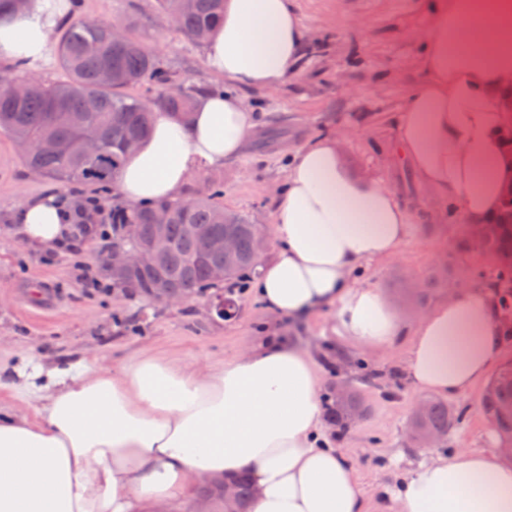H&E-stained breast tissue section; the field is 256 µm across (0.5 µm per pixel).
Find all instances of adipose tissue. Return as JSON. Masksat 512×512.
Masks as SVG:
<instances>
[{
  "label": "adipose tissue",
  "mask_w": 512,
  "mask_h": 512,
  "mask_svg": "<svg viewBox=\"0 0 512 512\" xmlns=\"http://www.w3.org/2000/svg\"><path fill=\"white\" fill-rule=\"evenodd\" d=\"M68 0H28L0 27V62L42 60ZM425 82L407 99L398 141L440 205L456 199L468 224L493 220L511 171L512 0H427ZM305 38L289 0H225L206 44L210 71L273 90L297 74ZM254 112L230 93H201L189 119L159 110L115 187L126 202L177 197L192 171L245 151ZM414 214L371 176L353 172L341 138L309 140L288 159L273 217L280 247L255 292L288 317L330 309L350 342L392 345L400 318L386 294L359 280L395 257ZM16 231L45 248L68 232L63 205L23 202ZM488 291L463 290L421 315L403 359L415 392L471 390L502 351ZM30 410L0 412V512H181L214 478L247 473L253 512H368L354 467L330 447L321 372L305 350L268 345L220 367L139 357L121 370L25 361ZM377 512H512V464L461 449L384 488Z\"/></svg>",
  "instance_id": "obj_1"
}]
</instances>
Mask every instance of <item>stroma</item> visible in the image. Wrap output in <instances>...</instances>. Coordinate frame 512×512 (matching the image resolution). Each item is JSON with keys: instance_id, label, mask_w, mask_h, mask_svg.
Returning <instances> with one entry per match:
<instances>
[{"instance_id": "1", "label": "stroma", "mask_w": 512, "mask_h": 512, "mask_svg": "<svg viewBox=\"0 0 512 512\" xmlns=\"http://www.w3.org/2000/svg\"><path fill=\"white\" fill-rule=\"evenodd\" d=\"M70 19L109 20L153 51L159 67L198 90L227 89L256 113L255 137L244 154L224 166L194 171L188 191L218 185L226 209L249 215L273 240L277 189L287 155L306 141L345 132L353 169L365 170L396 188L412 206L415 220L398 255L365 269L364 279L394 302L405 325L445 298L447 278L475 288L495 276L492 262L458 250L461 218L456 204L430 203L398 144V123L407 97L425 80L423 49L416 37L425 27L422 0H291L308 33L300 70L278 89L225 83L207 67L203 46L190 42L158 12L154 0H70ZM48 179L33 176L13 141L0 133V406L23 414L27 403L16 390L15 369L26 359L98 360L115 368L149 353L176 362L218 364L245 346L279 344L307 349L317 361L325 390L348 383L366 413L345 433L327 431L332 444L355 466L367 498L394 485L407 470L457 449L494 452L497 435L478 403L485 383L447 397L460 419L437 450L408 441L409 420L420 399L400 372L407 340L380 349L359 348L333 330L329 310L294 321L267 308L253 288L232 283L219 292L232 297L236 312L226 318L205 298L157 307L146 299L106 289L87 292L80 268L111 281L102 263L112 246L88 242L77 252L40 251L19 236L12 215L25 199L59 193ZM47 291L50 309L33 302Z\"/></svg>"}]
</instances>
